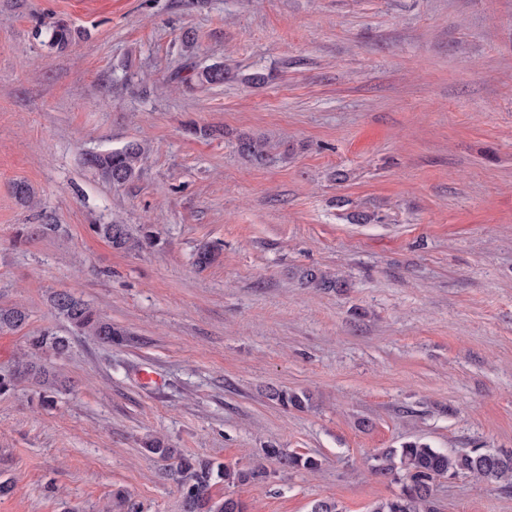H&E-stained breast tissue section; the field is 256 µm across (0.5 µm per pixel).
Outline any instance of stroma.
Instances as JSON below:
<instances>
[{"mask_svg":"<svg viewBox=\"0 0 512 512\" xmlns=\"http://www.w3.org/2000/svg\"><path fill=\"white\" fill-rule=\"evenodd\" d=\"M43 21L84 36L49 49ZM215 62L235 80L189 89ZM242 132L294 153L246 164ZM132 140L150 148L133 184L84 166ZM358 205L382 222L349 223ZM114 221L154 244L113 250L94 227ZM309 269L346 285L307 287ZM60 289L131 338L73 337L53 405L26 381L0 395V512H101L119 489L181 512L148 435L243 469L270 445L319 459L269 464L237 489L247 512H369L401 489L376 457L409 441L512 450V0H0V305L29 313L0 332V373L29 334H67ZM435 503L512 512V485L442 478ZM267 399L281 406L283 409H294L303 411L310 407V397L304 392H296L293 390L270 389L267 393Z\"/></svg>","mask_w":512,"mask_h":512,"instance_id":"obj_1","label":"stroma"}]
</instances>
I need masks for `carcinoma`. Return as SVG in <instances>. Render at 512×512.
Instances as JSON below:
<instances>
[{
    "label": "carcinoma",
    "mask_w": 512,
    "mask_h": 512,
    "mask_svg": "<svg viewBox=\"0 0 512 512\" xmlns=\"http://www.w3.org/2000/svg\"><path fill=\"white\" fill-rule=\"evenodd\" d=\"M80 38V32L63 24L49 27L47 46L62 51ZM232 73L222 64L204 67L194 74V83L199 87L224 84ZM281 148L280 142L266 136L241 133L236 138L235 151L244 161L262 165L272 151ZM147 147L139 141L128 142L118 148L86 154L85 162L103 180L114 186L123 187L139 179ZM58 224L27 225L17 231L16 239L26 242L47 232H57ZM97 233L113 249L127 251L134 247L152 245L153 238L144 233L136 240L131 237L123 224H98ZM302 279L315 288H335L337 282L331 277L314 271L303 273ZM49 303L55 313L65 321L71 335L60 336L51 330H43L28 338L27 350L18 358L10 374H0V394H7L21 380H29L43 391V402H53L52 394L64 386L47 366L51 359H61L71 348V336H91L96 341L112 346L127 341L130 335L126 329L112 323L97 308L69 290H60L49 296ZM29 314L21 305L0 306V331L18 330L24 327ZM267 399L283 409L303 411L310 407V397L304 392L288 389H270ZM142 448L149 454L170 462L169 475L176 482L181 494L182 512H246L241 498L232 493L216 499L211 494L214 484L224 482L227 487H238L251 481L262 480L269 475L267 466L259 462L243 470L209 460L194 458L173 448L161 437H147ZM264 459L274 462L282 469L315 470L319 462L312 456L288 452L283 448L264 449ZM374 472L401 484L398 495L374 504L371 512H436L434 485L437 479L447 476L470 474L487 481H512V452L500 449L474 447L463 453L450 454L430 445L411 441L399 448H388L377 457Z\"/></svg>",
    "instance_id": "1"
}]
</instances>
